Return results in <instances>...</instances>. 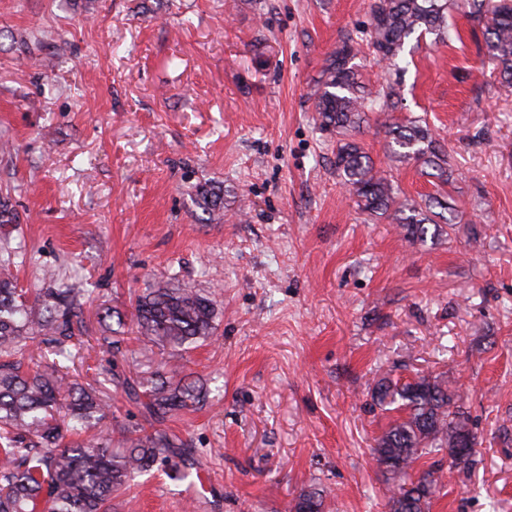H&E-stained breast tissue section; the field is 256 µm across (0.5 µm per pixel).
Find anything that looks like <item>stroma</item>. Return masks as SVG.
I'll use <instances>...</instances> for the list:
<instances>
[{
  "label": "stroma",
  "mask_w": 512,
  "mask_h": 512,
  "mask_svg": "<svg viewBox=\"0 0 512 512\" xmlns=\"http://www.w3.org/2000/svg\"><path fill=\"white\" fill-rule=\"evenodd\" d=\"M372 0H0V188L16 214L0 259L19 285L82 289L79 380L106 391L105 428L140 425L112 366L157 364L136 340L113 359L98 312L130 311L155 277L212 293L218 333L187 367L212 398L169 428L195 484L154 471L114 512H290L318 487L331 512H388L371 454L390 413L385 374L444 376L477 437L476 462L429 512H512V86L463 9L455 37L410 39L403 72L368 53L367 87L398 107L359 135L387 168L384 124L425 117L454 159L450 237L410 243L361 213L315 123L326 56L363 40ZM224 189L208 221L198 182Z\"/></svg>",
  "instance_id": "obj_1"
}]
</instances>
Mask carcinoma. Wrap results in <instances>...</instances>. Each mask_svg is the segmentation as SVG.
Returning <instances> with one entry per match:
<instances>
[{
  "label": "carcinoma",
  "instance_id": "1",
  "mask_svg": "<svg viewBox=\"0 0 512 512\" xmlns=\"http://www.w3.org/2000/svg\"><path fill=\"white\" fill-rule=\"evenodd\" d=\"M449 0H374L367 45L400 69L399 53L415 34L444 41ZM470 17L485 23V54L502 82L512 85V0H462ZM359 43L348 37L324 61L314 93L319 128L336 135L332 166L349 188L358 208L376 220L398 225L409 242L453 231L456 208L443 195L399 200L392 175L375 167L357 139L368 111L395 109L389 87L372 93L352 60ZM389 159L396 166L415 164L439 186L448 185L454 168L448 152L426 122L385 125ZM193 200L210 220L224 216V196L210 184L193 186ZM13 261L0 266V512H111L112 497L140 473L160 470L185 480L197 467L192 449L168 432L166 424L196 408L206 397L200 380L182 374L188 353L212 340L217 308L199 288L158 280L135 295L132 326L136 339L159 349L155 369L112 374L125 403L145 425L123 429L117 439L97 431L106 408L95 392L70 378L64 362L83 346V304L67 284L48 288L30 300L10 273ZM115 324H109V321ZM99 322L101 348L121 353L123 315L109 308ZM51 347L52 363L30 353L33 342ZM373 400L396 419L376 439L373 459L388 484L389 512H429L441 484L438 471L419 469L427 456L448 454V476L469 470L475 437L457 395L443 379L418 376L407 382L384 376ZM326 492L313 487L299 493L293 512H326Z\"/></svg>",
  "mask_w": 512,
  "mask_h": 512
}]
</instances>
